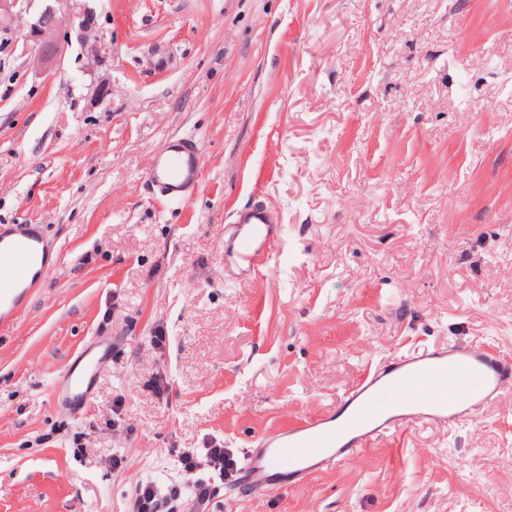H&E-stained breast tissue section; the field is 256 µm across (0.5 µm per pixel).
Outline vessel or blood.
Returning <instances> with one entry per match:
<instances>
[{"instance_id": "b4317fda", "label": "vessel or blood", "mask_w": 512, "mask_h": 512, "mask_svg": "<svg viewBox=\"0 0 512 512\" xmlns=\"http://www.w3.org/2000/svg\"><path fill=\"white\" fill-rule=\"evenodd\" d=\"M199 148L194 139L171 137L153 159L147 178L160 197L182 202L198 184ZM281 235L263 209L239 215L228 247L240 268L263 271L278 254ZM53 265L52 249L33 224L0 226V325L8 324L20 303ZM102 353L85 349L68 358L54 383V397L80 412L91 406L93 384ZM455 371L472 379L470 387L449 385L447 395L434 393L404 399L408 386ZM393 398L384 411L370 402L378 392ZM512 391V355L468 342L418 351L399 350L367 373L342 397L337 412L303 418L254 436L248 443L240 481L261 494L293 487L319 472L351 461L362 450L396 438L418 424L458 425L473 421L480 408Z\"/></svg>"}]
</instances>
